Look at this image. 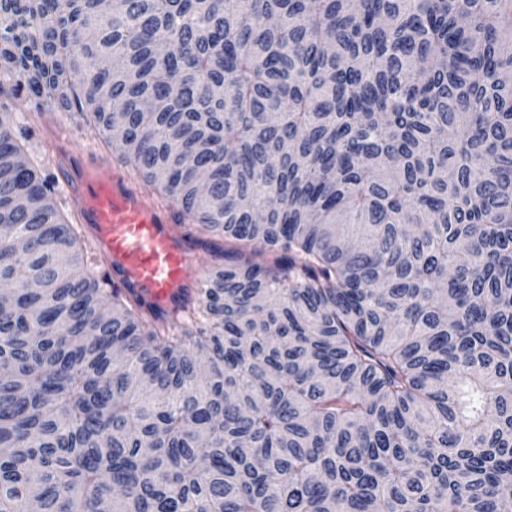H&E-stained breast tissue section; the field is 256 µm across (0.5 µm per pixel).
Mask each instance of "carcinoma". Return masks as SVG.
<instances>
[{
	"mask_svg": "<svg viewBox=\"0 0 512 512\" xmlns=\"http://www.w3.org/2000/svg\"><path fill=\"white\" fill-rule=\"evenodd\" d=\"M0 92L237 245L145 307L0 113V512H512V0H0Z\"/></svg>",
	"mask_w": 512,
	"mask_h": 512,
	"instance_id": "1",
	"label": "carcinoma"
}]
</instances>
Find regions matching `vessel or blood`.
<instances>
[{
    "label": "vessel or blood",
    "mask_w": 512,
    "mask_h": 512,
    "mask_svg": "<svg viewBox=\"0 0 512 512\" xmlns=\"http://www.w3.org/2000/svg\"><path fill=\"white\" fill-rule=\"evenodd\" d=\"M67 185L77 200L80 221L112 261L116 286L133 287L148 304L168 310L185 289L201 285L199 273L192 270V255L175 228L176 214L153 204L143 186L102 162L73 168Z\"/></svg>",
    "instance_id": "vessel-or-blood-1"
}]
</instances>
